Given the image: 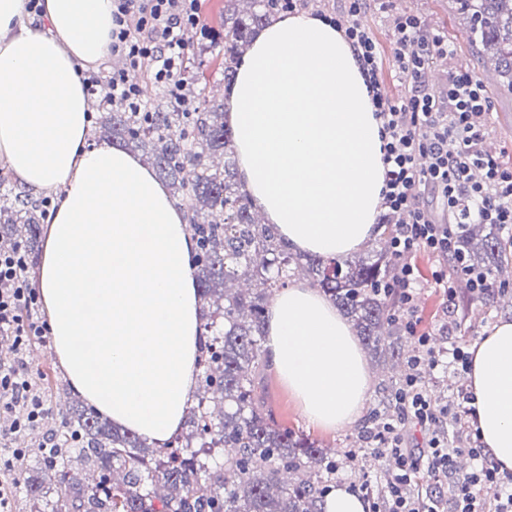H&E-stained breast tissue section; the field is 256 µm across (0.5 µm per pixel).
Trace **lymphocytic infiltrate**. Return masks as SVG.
<instances>
[{
  "instance_id": "lymphocytic-infiltrate-1",
  "label": "lymphocytic infiltrate",
  "mask_w": 512,
  "mask_h": 512,
  "mask_svg": "<svg viewBox=\"0 0 512 512\" xmlns=\"http://www.w3.org/2000/svg\"><path fill=\"white\" fill-rule=\"evenodd\" d=\"M113 5L112 52L127 65L104 76L84 71L88 92L103 105L144 111L137 76L143 69L152 83L167 91L175 109L190 111L191 103L183 94L188 51L183 33L200 24L197 0H113ZM363 8L364 0H347L345 14L334 24L354 48L383 123V206L388 213L406 217L390 239L394 283L402 300L398 318L420 347L410 359L399 412L382 422L375 435L377 454L390 457L395 465L385 486L382 512H512V474L500 472L486 456L478 434L463 423L471 412L472 395L442 405L427 389L426 378L438 367L440 356L415 327L419 279L411 263L417 252L430 254L437 264L435 283L448 299H455L462 279L474 295L484 293L490 286L484 271L451 270L447 263L457 254L463 225L512 224V170L483 149L486 128L481 118L489 108V96L475 76L449 70L444 95L437 98L428 93L423 81L426 69L434 60L451 57L453 48L443 35L423 31L415 18L401 16L394 22V59L408 92L398 99L382 93L379 50L362 22ZM422 157L427 166H419ZM429 188L440 197L444 220L433 218L421 201ZM25 269L21 248L0 249V283L14 284L11 291L0 290V336L9 337L20 355L34 339L50 332L37 315V290L21 279ZM0 413L10 415L13 433L28 429L44 415L22 358L10 366L0 365ZM408 424L425 436L417 459L405 443L403 428ZM462 454L469 455L474 465L457 480L450 497L413 490L412 477L418 471L434 478L452 474L455 459Z\"/></svg>"
}]
</instances>
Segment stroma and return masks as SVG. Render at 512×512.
I'll list each match as a JSON object with an SVG mask.
<instances>
[{
  "instance_id": "stroma-1",
  "label": "stroma",
  "mask_w": 512,
  "mask_h": 512,
  "mask_svg": "<svg viewBox=\"0 0 512 512\" xmlns=\"http://www.w3.org/2000/svg\"><path fill=\"white\" fill-rule=\"evenodd\" d=\"M224 0H198V11L204 32L194 34L189 47L195 53V65L187 69L186 79L196 98H203L205 90L224 84V49L213 44V38L220 32ZM407 14L417 17L425 29L441 33L452 40V58L439 59L433 65L439 78H447L450 67L458 58H467L471 72L477 78H484L482 59L469 48V42L459 39L464 23L455 15L451 0H367L362 22L379 48V74L381 83L392 98L405 95L407 85L396 72L393 59V19L396 15ZM490 107L485 117L487 139L503 166L512 168V93L500 90L494 84L486 86ZM418 270L420 293L417 301L418 333L436 337L439 345L459 344L473 349L482 336L487 335L506 314L512 313V300L501 299L493 307L480 302L468 307H449L443 291L437 288L432 258L423 252L412 259ZM33 350L39 351L42 360L28 366L31 380L47 379L53 396L47 397L45 408L49 414L58 411L59 399L68 379L63 372L51 343L35 342ZM258 396L274 413L276 420L288 427L299 430L322 447L336 448L340 452H355L357 460L336 473L337 484L348 489L368 502L378 501L391 475L390 462L373 452L375 441L364 437L365 421L343 430H323L311 425L305 419L301 408L287 387L273 372H266L265 379L257 390Z\"/></svg>"
}]
</instances>
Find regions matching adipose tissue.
<instances>
[{
	"label": "adipose tissue",
	"instance_id": "ef3b65f1",
	"mask_svg": "<svg viewBox=\"0 0 512 512\" xmlns=\"http://www.w3.org/2000/svg\"><path fill=\"white\" fill-rule=\"evenodd\" d=\"M112 55V0H0V161L31 193L57 190L38 271L52 349L113 424L164 443L195 386L193 242L183 211L133 153L88 141L81 71ZM240 175L290 248L336 258L376 233L382 122L352 48L311 12L254 37L229 90ZM265 358L322 429L356 424L372 374L346 320L296 283L275 296ZM488 455L512 471V318L467 374Z\"/></svg>",
	"mask_w": 512,
	"mask_h": 512
}]
</instances>
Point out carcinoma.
I'll list each match as a JSON object with an SVG mask.
<instances>
[{
  "label": "carcinoma",
  "mask_w": 512,
  "mask_h": 512,
  "mask_svg": "<svg viewBox=\"0 0 512 512\" xmlns=\"http://www.w3.org/2000/svg\"><path fill=\"white\" fill-rule=\"evenodd\" d=\"M277 0H224V78L236 56L277 11ZM470 32L472 50L512 92V0H452ZM97 139L142 150L185 212L201 301L196 400L182 432L160 448L118 430L94 407L72 397L58 423L34 437H6L25 449L4 482H18L29 512H322L336 488L335 457L279 424L255 394L263 379L265 318L273 293L303 274L352 322L375 358L408 367L395 307L393 262L383 249L324 259L286 250L242 191L234 136L224 103L206 98L195 112L157 108L137 114L116 106L99 117ZM43 201H0V247L19 245L33 263ZM497 224H466L458 262L484 271V303L508 295ZM406 373L388 379L383 409Z\"/></svg>",
  "instance_id": "carcinoma-1"
}]
</instances>
